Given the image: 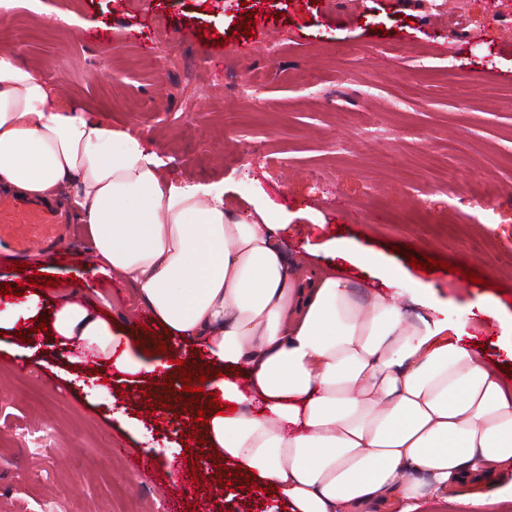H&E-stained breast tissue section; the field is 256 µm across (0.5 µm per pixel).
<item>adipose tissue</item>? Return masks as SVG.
I'll use <instances>...</instances> for the list:
<instances>
[{"label":"adipose tissue","instance_id":"1","mask_svg":"<svg viewBox=\"0 0 512 512\" xmlns=\"http://www.w3.org/2000/svg\"><path fill=\"white\" fill-rule=\"evenodd\" d=\"M15 51L0 52V187L39 200L64 191L95 249L91 274H120L167 347L193 346L211 368L187 411L208 413L199 435L211 463L279 492L289 512H415L422 492L485 481L512 469V390L452 320L398 277L356 294L343 272L284 260L271 215L234 214L224 192L179 184L124 128L61 103ZM422 314L408 317V305ZM107 298L53 293L0 304V332L46 321L71 365L95 360L150 384L195 371L147 363L123 348ZM228 406L214 413L210 393Z\"/></svg>","mask_w":512,"mask_h":512}]
</instances>
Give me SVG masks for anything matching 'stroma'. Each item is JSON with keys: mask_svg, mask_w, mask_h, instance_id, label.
<instances>
[{"mask_svg": "<svg viewBox=\"0 0 512 512\" xmlns=\"http://www.w3.org/2000/svg\"><path fill=\"white\" fill-rule=\"evenodd\" d=\"M15 0L0 31L59 96L139 135L165 177L224 190L228 209L288 214L289 259L328 266L334 247L366 250L424 284L450 313L481 316L474 340L512 365V22L481 27L484 0ZM459 8L463 29H449ZM256 15L252 33L238 31ZM224 44H216V37ZM444 51H437V44ZM323 75L314 85L312 71ZM258 83L257 93L244 85ZM207 86L204 96L194 94ZM493 208L462 203L467 191ZM427 255L478 272L481 284ZM112 313L135 338L147 316L113 278ZM0 335V512H167L169 464L190 470L191 415L145 412L140 383L72 372L59 345L26 354ZM212 512H286L273 493L217 480L189 484Z\"/></svg>", "mask_w": 512, "mask_h": 512, "instance_id": "stroma-1", "label": "stroma"}]
</instances>
